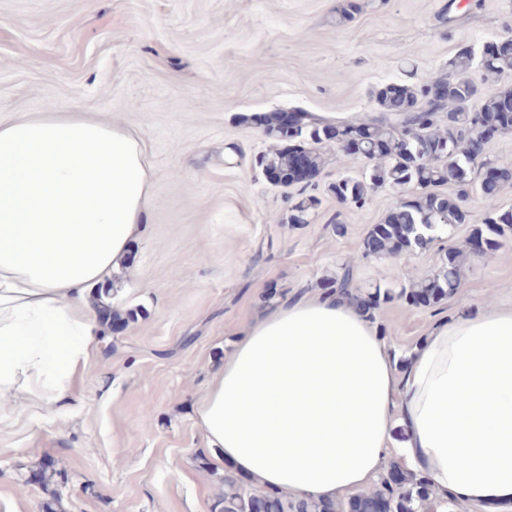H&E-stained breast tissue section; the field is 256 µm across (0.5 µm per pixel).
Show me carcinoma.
<instances>
[{
    "mask_svg": "<svg viewBox=\"0 0 512 512\" xmlns=\"http://www.w3.org/2000/svg\"><path fill=\"white\" fill-rule=\"evenodd\" d=\"M481 77H470L474 58L462 50L448 60L447 72L431 80L388 83L372 94L377 116L364 123L330 121L307 110L267 112L257 117L264 132L283 140L288 119L300 133L295 147L278 148L261 160L264 169L276 173L282 183L292 184L299 167L314 174L321 171V149L334 147L346 161L366 160L370 166L361 177L343 176L331 185L341 204L364 207L371 195L389 188L400 195L391 212L374 225L365 240L364 255L400 258L416 248H425L454 224H464L468 215L457 201L476 188L484 190L487 210L470 242L482 244L481 253L496 251L512 231V209L496 206L495 191L512 183V167L485 158L481 161L471 146L489 131H512V113L506 102L512 89L494 87L498 77L512 72V56L491 53L479 61ZM452 186L455 200L438 188ZM318 201L307 196L293 204L288 223L305 224ZM464 251L448 249L437 269L428 277L398 288L377 285L361 299L374 317L382 305L394 301L432 307L461 288L460 270ZM351 268L342 267L336 279L326 282L329 292L350 293ZM223 489L214 509L218 512H417L433 494L429 481L408 474L396 464L389 467L375 487L349 500L350 510L334 501L294 499L286 494H268L224 475Z\"/></svg>",
    "mask_w": 512,
    "mask_h": 512,
    "instance_id": "carcinoma-1",
    "label": "carcinoma"
}]
</instances>
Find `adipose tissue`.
<instances>
[{
    "label": "adipose tissue",
    "instance_id": "adipose-tissue-1",
    "mask_svg": "<svg viewBox=\"0 0 512 512\" xmlns=\"http://www.w3.org/2000/svg\"><path fill=\"white\" fill-rule=\"evenodd\" d=\"M150 173L138 132L69 112L0 118V428L71 398L101 333L91 288L127 260ZM225 468L340 500L389 458L449 498L512 507V305L438 320L398 366L360 304L306 294L253 323L196 408Z\"/></svg>",
    "mask_w": 512,
    "mask_h": 512
}]
</instances>
